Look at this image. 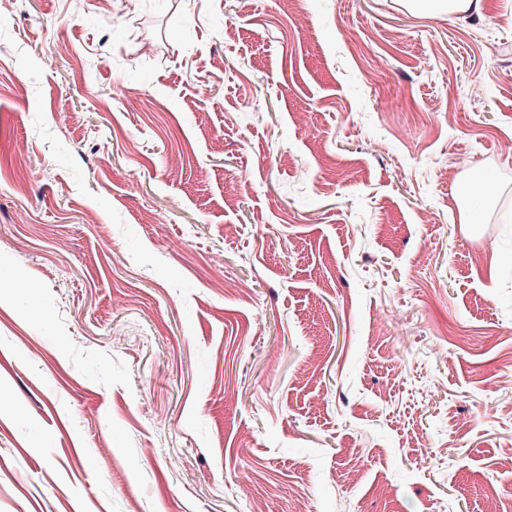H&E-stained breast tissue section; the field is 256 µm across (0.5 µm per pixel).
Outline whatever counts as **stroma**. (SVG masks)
<instances>
[{
	"label": "stroma",
	"mask_w": 512,
	"mask_h": 512,
	"mask_svg": "<svg viewBox=\"0 0 512 512\" xmlns=\"http://www.w3.org/2000/svg\"><path fill=\"white\" fill-rule=\"evenodd\" d=\"M488 4L15 0L0 512H512ZM412 6L420 10H448L459 13H483L487 9L484 0H412Z\"/></svg>",
	"instance_id": "35a3bbf8"
}]
</instances>
